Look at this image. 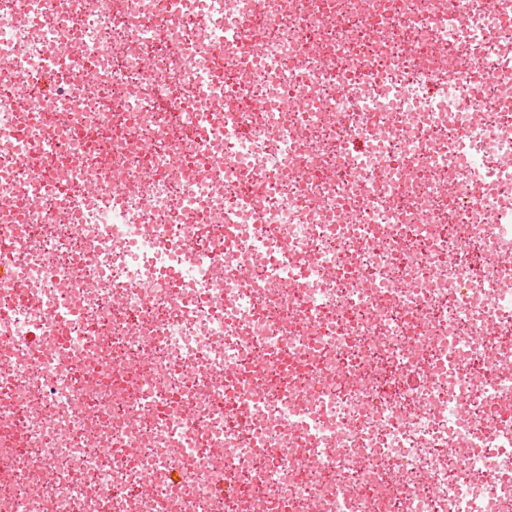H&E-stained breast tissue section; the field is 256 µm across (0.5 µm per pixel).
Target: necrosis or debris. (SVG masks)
<instances>
[{
    "label": "necrosis or debris",
    "mask_w": 512,
    "mask_h": 512,
    "mask_svg": "<svg viewBox=\"0 0 512 512\" xmlns=\"http://www.w3.org/2000/svg\"><path fill=\"white\" fill-rule=\"evenodd\" d=\"M509 12L0 0V512H512ZM461 252L466 258L467 270L472 274L482 273L492 261H497L496 254H490L488 251L485 252L481 249L474 248L470 244L462 245Z\"/></svg>",
    "instance_id": "obj_1"
}]
</instances>
